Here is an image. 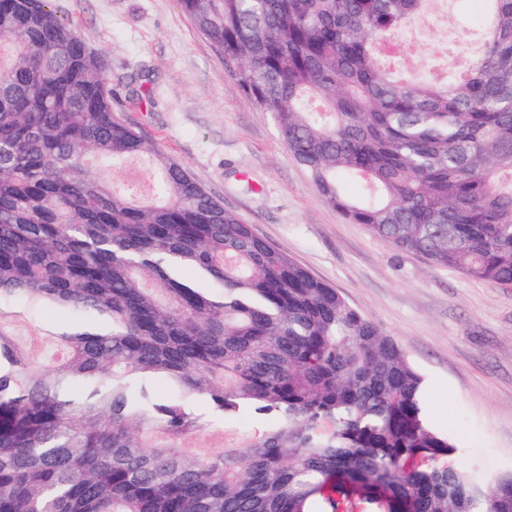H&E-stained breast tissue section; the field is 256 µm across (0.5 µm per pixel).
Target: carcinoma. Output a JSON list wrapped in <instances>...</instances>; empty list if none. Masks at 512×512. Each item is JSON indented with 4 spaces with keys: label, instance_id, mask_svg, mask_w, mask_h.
I'll return each instance as SVG.
<instances>
[{
    "label": "carcinoma",
    "instance_id": "1",
    "mask_svg": "<svg viewBox=\"0 0 512 512\" xmlns=\"http://www.w3.org/2000/svg\"><path fill=\"white\" fill-rule=\"evenodd\" d=\"M50 2L0 0V512H512V475L451 463L403 348L115 115L104 57ZM179 2L329 207L512 289V0H485L464 76L450 56L427 78L397 50L427 0ZM137 157L148 199L89 164ZM16 298L77 324L36 350ZM190 399L278 423L190 453Z\"/></svg>",
    "mask_w": 512,
    "mask_h": 512
}]
</instances>
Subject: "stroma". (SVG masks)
Instances as JSON below:
<instances>
[{"instance_id": "stroma-1", "label": "stroma", "mask_w": 512, "mask_h": 512, "mask_svg": "<svg viewBox=\"0 0 512 512\" xmlns=\"http://www.w3.org/2000/svg\"><path fill=\"white\" fill-rule=\"evenodd\" d=\"M107 61L112 109L225 209L336 288L404 349L433 423L477 482L512 473V292L430 267L328 207L178 0H51ZM482 0H439L444 23L407 32V68L433 74L478 45L456 26Z\"/></svg>"}]
</instances>
